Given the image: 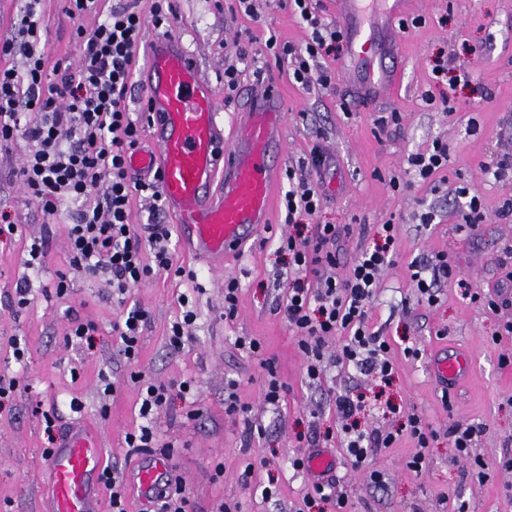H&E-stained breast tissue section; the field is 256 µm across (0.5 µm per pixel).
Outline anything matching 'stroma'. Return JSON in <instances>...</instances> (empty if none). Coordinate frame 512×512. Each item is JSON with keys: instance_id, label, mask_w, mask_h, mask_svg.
I'll return each instance as SVG.
<instances>
[{"instance_id": "stroma-1", "label": "stroma", "mask_w": 512, "mask_h": 512, "mask_svg": "<svg viewBox=\"0 0 512 512\" xmlns=\"http://www.w3.org/2000/svg\"><path fill=\"white\" fill-rule=\"evenodd\" d=\"M262 24L236 12L234 0H177L178 18L172 31L195 55L202 72L211 80L225 127H232L247 92L254 86L251 59L259 55L269 36L302 45L310 31L301 20L279 6L278 0H256ZM48 20L46 48L51 58H76L72 39L75 22L63 11L61 0H45ZM411 17L416 27L398 32V85L393 93L370 106H360L343 80L328 88L303 90L289 79L286 67L269 62L270 73L280 78L282 107L287 114L284 129L283 166L307 157L313 145H321L331 158L322 176L325 199L316 221L349 225L342 241L340 260L350 265L361 247L373 243L379 224L398 226V257L380 280V291L369 313L371 328L382 329L391 349L396 373L389 385L355 371L331 369L323 386L308 385L297 338L281 316L271 309L277 295L275 277L293 278L287 257L278 254L275 240L284 229L283 215L255 236L253 248L229 257L223 270L209 268L184 254L179 237L170 248L178 264L196 270L197 279L164 273L129 290V302L146 307L151 321L142 335L136 365L118 354L112 323L118 308L112 290L103 281H92L69 264L66 216L52 226L54 239L45 267L28 273L25 265L26 235L38 234L45 217L13 183L0 179V209L20 224L22 238L0 242V375H24L27 390L0 408V512H45L48 490L47 446L44 413L57 412V440H65L74 425L97 435L101 462L128 472L139 458L127 455L124 434L139 422L140 392L129 379L137 369L160 380L192 379L195 398L174 397L159 414L156 429L160 441L176 445L175 472L190 492L196 512H219L223 503H239L241 512H296L308 486L304 473L294 472L289 459L296 450L294 437L308 430L311 417L321 427H338L330 400L331 391L352 390L364 394L367 406L359 420L372 427L387 426L380 405L390 402L403 413L421 415L437 435L425 450L422 472L407 466L416 449L409 438L374 455L372 466L382 471L384 485L374 488L363 474L352 472L340 447H332L335 473L343 479L349 496L348 512H450L462 499L469 512H512V469L502 466L512 455V306L492 310L471 300L477 292L490 297L502 293L512 299V218L498 211L512 198V172L493 177L492 161L512 155V0H412ZM249 33L250 60L240 62L239 87L233 98L224 92L225 47L237 32ZM448 62V79L436 82L432 67L436 58ZM479 70L478 80L462 76ZM447 105H438L440 97ZM399 112V125L379 128L378 117ZM448 144V165L432 180L416 178L410 156L428 152L434 140ZM410 181L404 192L393 191L391 176ZM467 185L479 196L485 219L475 234L460 228L462 217L453 195ZM432 213L433 223L421 221ZM447 253L459 274L439 289V301L430 306L418 302L408 266L436 253ZM66 274L70 292L57 298L54 284ZM30 278L31 303L16 310L10 305L18 281ZM236 279L240 294L236 318L224 311V282ZM189 297L198 313L192 338L180 352L167 345L171 324L179 319L182 297ZM91 320L98 326L92 349L67 343L65 336L74 320ZM255 336L274 358L278 374L288 386L280 408L266 406L260 393L261 359L238 350L235 340ZM21 338L29 349L26 366L12 357L9 341ZM416 347L419 358L403 355ZM461 353L470 360L469 373L450 389H443L427 368L430 356ZM114 382L115 393L103 394L99 374ZM239 383L238 394L253 418L266 428L263 438L246 441L241 424L224 413V386ZM81 412L69 409L71 399ZM40 401L41 413H33L32 401ZM199 419H187L191 409ZM460 423L483 428L471 450L488 465V476L476 481L467 462L451 459L448 427ZM266 459L268 465L243 481L247 462ZM224 475L214 478L216 464ZM275 482L278 494L261 497V485Z\"/></svg>"}]
</instances>
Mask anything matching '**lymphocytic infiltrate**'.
Segmentation results:
<instances>
[{
  "label": "lymphocytic infiltrate",
  "mask_w": 512,
  "mask_h": 512,
  "mask_svg": "<svg viewBox=\"0 0 512 512\" xmlns=\"http://www.w3.org/2000/svg\"><path fill=\"white\" fill-rule=\"evenodd\" d=\"M64 2L70 18L79 22L88 16L95 19L92 28L79 25L74 31L77 60L50 58L43 46L47 31L43 0H21L10 34L0 37V57L22 59L21 66L0 67V152H11L21 140L32 143V151L8 169L6 178L18 185L47 219L68 211L69 263L89 278L105 279L111 287L119 306L112 324L118 353L132 363L139 357L142 333L151 315L142 305L128 303L129 288L161 272L191 279L196 276L174 260L171 231L162 222L157 179H131L127 168V156L139 147L147 122L144 112L130 111L127 106L137 51L146 26L169 29L177 9L174 0H152L146 14L140 9V0H116L112 5L105 0ZM282 6L306 23L310 36L301 46L269 36L267 54L287 66L302 89L314 83L330 87L333 75L321 61L342 51V31L323 23L314 0H283ZM328 163V155L316 145L307 162L286 172L289 189L281 202L285 221L294 231L280 235L276 245L298 276L289 281L274 310L298 339L306 383L322 384L328 370L341 366L386 384L394 373L391 346L382 331L371 330L369 312L382 273L396 263L397 227L383 224L378 231L379 244L362 250L349 267H341L336 248L341 227L303 225L304 219L319 212L323 200L320 182L309 174ZM140 203L148 212L149 234L145 237L130 222L134 206ZM409 269L419 299L431 306L438 301L441 284L454 274L444 253L423 263L411 262ZM334 339L339 345L332 352L328 344ZM236 345L251 355L262 356L264 351L261 341L250 336L237 338ZM262 367L263 401L280 407L286 385L271 359L263 358ZM130 379L140 390L141 422L124 436L129 455L172 456V443L163 444L157 438L156 419L173 396L191 393L192 380L165 382L140 372L131 373ZM333 405L340 421L338 431H320L317 421H310L308 448L339 442L351 469L365 472L368 484L377 487L383 474L371 468V458L405 436L417 447L407 466L422 471L424 450L435 431L421 416L408 414L394 428H369L358 420L365 409L363 395L339 392ZM142 512H194V502L180 477L172 473Z\"/></svg>",
  "instance_id": "lymphocytic-infiltrate-1"
}]
</instances>
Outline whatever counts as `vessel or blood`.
Returning a JSON list of instances; mask_svg holds the SVG:
<instances>
[{
    "mask_svg": "<svg viewBox=\"0 0 512 512\" xmlns=\"http://www.w3.org/2000/svg\"><path fill=\"white\" fill-rule=\"evenodd\" d=\"M407 5L408 0H383L382 10L368 25L364 0H336L348 46L339 71L364 102L389 94L397 83L396 71L385 62L393 51L388 35ZM140 81L151 146L133 153L129 166L158 173L185 253L211 270L222 269L229 255L243 251L257 231L272 222L285 121L279 90L270 77L250 90L228 142L211 82L180 38L150 39ZM432 370L441 380L454 379L466 373L467 361L443 356L434 359ZM100 459L96 436L82 428L70 434L49 463L48 512H100V501L89 485ZM168 472V460L158 457L133 471L128 481L146 496L157 491Z\"/></svg>",
    "mask_w": 512,
    "mask_h": 512,
    "instance_id": "1",
    "label": "vessel or blood"
}]
</instances>
